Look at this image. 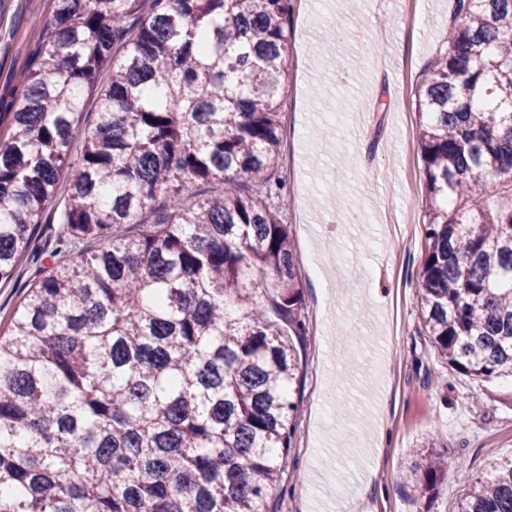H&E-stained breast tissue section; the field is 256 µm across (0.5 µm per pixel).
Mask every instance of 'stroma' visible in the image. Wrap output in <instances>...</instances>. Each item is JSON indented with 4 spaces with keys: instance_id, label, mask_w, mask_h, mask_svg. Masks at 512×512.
Listing matches in <instances>:
<instances>
[{
    "instance_id": "obj_1",
    "label": "stroma",
    "mask_w": 512,
    "mask_h": 512,
    "mask_svg": "<svg viewBox=\"0 0 512 512\" xmlns=\"http://www.w3.org/2000/svg\"><path fill=\"white\" fill-rule=\"evenodd\" d=\"M281 108L283 214L308 329L288 467L269 512H462L490 463L512 454V377L449 372L424 336L417 87L454 0H292ZM54 0H0V134L16 75ZM446 454L433 496L407 482L416 450Z\"/></svg>"
}]
</instances>
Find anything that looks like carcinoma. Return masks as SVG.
<instances>
[{
    "label": "carcinoma",
    "instance_id": "obj_1",
    "mask_svg": "<svg viewBox=\"0 0 512 512\" xmlns=\"http://www.w3.org/2000/svg\"><path fill=\"white\" fill-rule=\"evenodd\" d=\"M292 17L291 0H55L0 136V282L62 179L57 252L76 259L0 336V512H268L307 336L273 205ZM418 101L423 333L454 371L512 374V0H455ZM446 463L420 454L417 495ZM463 512H512V456Z\"/></svg>",
    "mask_w": 512,
    "mask_h": 512
}]
</instances>
